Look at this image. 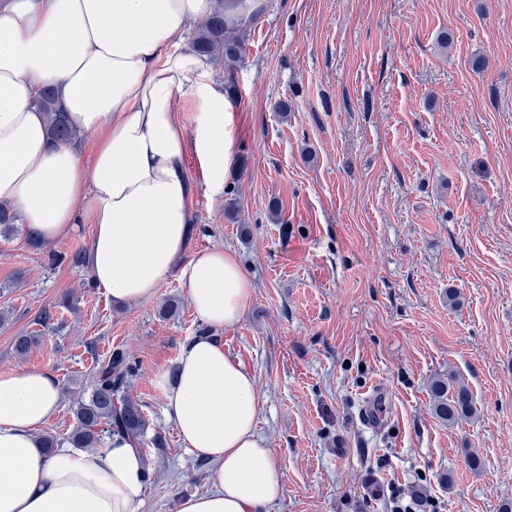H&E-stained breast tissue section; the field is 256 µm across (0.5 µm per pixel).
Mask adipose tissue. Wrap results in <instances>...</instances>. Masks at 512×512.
<instances>
[{"instance_id":"1","label":"adipose tissue","mask_w":512,"mask_h":512,"mask_svg":"<svg viewBox=\"0 0 512 512\" xmlns=\"http://www.w3.org/2000/svg\"><path fill=\"white\" fill-rule=\"evenodd\" d=\"M212 0H0V202L40 240L91 227L87 258L113 301L155 296L171 271L211 330L183 346L157 383L186 447L213 465L215 489L179 512H265L284 473L256 428L255 375L224 350L218 331L238 324L254 284L220 248L182 260L196 159L206 193L222 198L237 126L222 85L182 42ZM58 108L93 134L91 153L51 139L38 105ZM189 108L178 111L177 96ZM46 371H0V512H136L145 466L124 439L95 454L45 452L38 429L58 410Z\"/></svg>"}]
</instances>
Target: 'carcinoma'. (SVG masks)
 I'll return each instance as SVG.
<instances>
[{
  "label": "carcinoma",
  "instance_id": "obj_1",
  "mask_svg": "<svg viewBox=\"0 0 512 512\" xmlns=\"http://www.w3.org/2000/svg\"><path fill=\"white\" fill-rule=\"evenodd\" d=\"M261 12L259 0H217L195 31L193 51L213 65H224V72L228 73L224 90L231 99L237 95L234 71L246 53L250 27ZM38 103L46 114L50 136L61 141L74 140L76 129L68 125L49 89L43 90ZM37 343L38 337L20 333L14 337L13 351L22 358ZM136 370L127 351L115 349L109 353L96 371L88 397L80 396L75 403L76 426L70 435L73 447L97 448L114 436L139 447L147 421L141 405L129 394ZM431 395L435 415L450 424L476 413L471 390L453 375L435 379Z\"/></svg>",
  "mask_w": 512,
  "mask_h": 512
}]
</instances>
